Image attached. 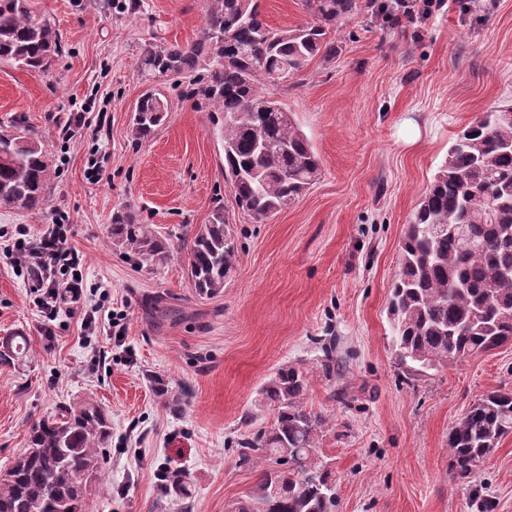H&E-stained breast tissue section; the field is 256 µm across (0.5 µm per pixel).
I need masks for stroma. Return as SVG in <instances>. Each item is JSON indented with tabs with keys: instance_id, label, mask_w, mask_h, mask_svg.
Wrapping results in <instances>:
<instances>
[{
	"instance_id": "stroma-1",
	"label": "stroma",
	"mask_w": 512,
	"mask_h": 512,
	"mask_svg": "<svg viewBox=\"0 0 512 512\" xmlns=\"http://www.w3.org/2000/svg\"><path fill=\"white\" fill-rule=\"evenodd\" d=\"M34 4L62 51L43 71L0 62V126L47 134L57 174L46 209H0V235L65 225L84 288L104 292L127 330L119 345L106 321L89 334L63 309L47 341L24 274L0 255V340L19 332L28 342L26 357L0 359V471L32 423L90 397L111 417L112 450L89 512H225L270 464L240 461L237 442L271 423L260 392L288 366L307 375L306 404L327 417L318 454L336 474L338 512H478L469 487L448 477V432L481 396L512 390V343L407 374L388 301L404 231L449 145L478 113L512 100V0L454 2L407 32L345 21L334 60H312L295 85L271 92L310 140L321 175L262 223L239 211L224 182L207 100L163 85L165 121L144 140L131 132L151 86L138 69L145 44L194 41L201 0ZM75 112L85 128L69 124ZM408 119L421 129L412 147L398 136ZM126 208L175 238L223 209L238 251L223 292L197 293L182 249L156 271L130 261L109 234ZM330 337L332 375L322 350ZM158 374L186 394L181 412L155 394ZM168 470L183 473L187 496L172 491ZM477 483L494 512H512V433Z\"/></svg>"
}]
</instances>
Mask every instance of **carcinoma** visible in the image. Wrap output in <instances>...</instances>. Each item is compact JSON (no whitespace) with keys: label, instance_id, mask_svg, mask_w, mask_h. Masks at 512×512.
<instances>
[{"label":"carcinoma","instance_id":"carcinoma-1","mask_svg":"<svg viewBox=\"0 0 512 512\" xmlns=\"http://www.w3.org/2000/svg\"><path fill=\"white\" fill-rule=\"evenodd\" d=\"M314 23L273 28L259 0H204V23L187 45L145 44L141 73L193 85L192 94L222 115L217 135L224 148V178L236 205L256 222L296 202L320 177L312 145L288 105L259 114L271 100L266 84L288 86L309 62L336 58L331 27L366 13L383 18L382 0H302ZM61 52V38L31 0H0V60L40 70ZM169 111L159 92L137 104L132 132L149 136ZM54 164L44 137L18 122L0 127V208L40 211L49 204ZM466 226L467 237L455 232ZM112 243L139 265L166 263L169 239L138 223L130 209L112 221ZM194 287L210 296L224 289L237 261L234 239L219 208L212 220L183 239ZM392 343L406 370L420 375L448 362L512 341V103L477 116L448 149V158L417 204L401 244L392 283ZM158 397L180 405L168 379L152 378ZM308 380L279 369L262 391L273 411L269 426L239 442V457H269L275 467L256 474L238 512H337L330 470L308 471L326 418L305 404ZM512 431V390L481 396L448 434V475L472 488L483 462ZM112 427L107 412L85 399L34 422L26 448L0 479V512H87V499L103 481Z\"/></svg>","mask_w":512,"mask_h":512}]
</instances>
